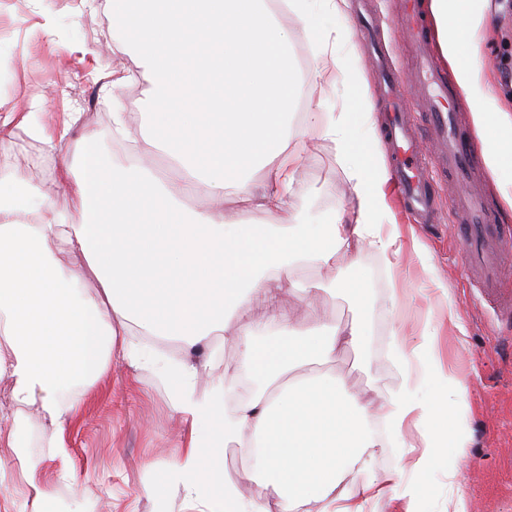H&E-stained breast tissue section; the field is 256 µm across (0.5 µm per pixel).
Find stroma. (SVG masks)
Listing matches in <instances>:
<instances>
[{"instance_id": "stroma-1", "label": "stroma", "mask_w": 512, "mask_h": 512, "mask_svg": "<svg viewBox=\"0 0 512 512\" xmlns=\"http://www.w3.org/2000/svg\"><path fill=\"white\" fill-rule=\"evenodd\" d=\"M0 36L17 40L22 47L13 59L0 62L1 103L44 100L31 121L51 129L61 126L65 113L81 115L53 151L30 132L19 131L11 143L0 147V177L20 180L37 194L50 196L57 208H69L73 201L58 188L57 178L75 142L94 133L106 163L122 162V154L109 147L110 113L120 107L129 124L140 127L150 82L136 56L129 54L120 61L128 77L124 87L114 96L102 92L103 83L112 78V41L119 36L112 28L109 0H28L22 7L16 0H0ZM483 54L488 83L511 107L512 88L501 86L500 69L512 66V35L504 36L497 17L489 19ZM324 118L321 110L310 118L308 138L313 149L304 156L294 184L312 219L352 204L336 156L319 137ZM138 147L141 159L163 175L169 193L190 200L191 186L184 173L149 134L139 135ZM397 220L428 246L432 265L450 288L453 306L439 301L414 254H404L400 273L391 283L376 254L366 251L356 259L342 252L336 256L343 273L369 276L371 290L362 301L326 296L307 307L285 294L279 308L302 336L321 324L342 326L360 315L374 321L369 348H339L333 362L337 375L358 390L396 382V370L378 356L392 328L404 326L416 337L425 314L441 317L440 349L446 365L468 384L471 408L467 454L456 465L449 491L464 493L468 512H512V327L490 328L488 312L473 302L475 278L454 242L453 228L415 224L402 212ZM452 310L458 316L454 325L446 320ZM269 313L266 302L254 299L229 319L223 356L201 364L199 391H208L237 372L242 352L234 335L244 325L264 321ZM28 425L34 447L18 453L0 447V463L11 475L0 484V499L12 494L23 469L35 463L56 491L61 512H82L73 493L77 487L99 498L98 512H182V500L174 490L156 498L145 496L141 488L160 478L173 461L184 424L151 380L121 359H113L109 374L90 389L81 412L64 430V455L47 446L52 427L34 414L29 415Z\"/></svg>"}]
</instances>
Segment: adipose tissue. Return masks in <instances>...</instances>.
I'll return each mask as SVG.
<instances>
[{
    "label": "adipose tissue",
    "mask_w": 512,
    "mask_h": 512,
    "mask_svg": "<svg viewBox=\"0 0 512 512\" xmlns=\"http://www.w3.org/2000/svg\"><path fill=\"white\" fill-rule=\"evenodd\" d=\"M347 8L348 0H112L121 32L112 51L136 55L149 76L148 129L192 180L194 204L181 206L138 157L107 166L91 138L63 166L69 210L0 179V378L13 402L61 432L113 357L149 374L186 425L166 470L185 512H265L224 482L231 443L249 460L247 480L276 492L279 512H365L384 497L394 512H467L464 499L449 501L442 466L458 462L468 441V387L444 368L431 322L418 343L391 332L384 356L399 382L364 398L331 361L338 345L370 343L371 320L298 338L275 310L280 282L309 306L322 293L362 298L366 278L338 273V252L372 250L390 274L406 251H424L392 224L390 173ZM426 18L512 207V112L485 80L480 0H428ZM338 82L348 97L321 138L356 205L310 221L295 173L308 113L326 106ZM230 197L236 207H226ZM241 203L265 222L246 223ZM60 248L75 255L73 266ZM256 295L274 310L241 331L249 386L230 410L235 380L198 392L199 360L220 358L228 317ZM154 336L176 341L178 356L151 344ZM310 363L315 371L302 373ZM15 492L0 512H15L21 498L33 512H58L37 470H24Z\"/></svg>",
    "instance_id": "1"
}]
</instances>
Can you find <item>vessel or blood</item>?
<instances>
[{
  "label": "vessel or blood",
  "mask_w": 512,
  "mask_h": 512,
  "mask_svg": "<svg viewBox=\"0 0 512 512\" xmlns=\"http://www.w3.org/2000/svg\"><path fill=\"white\" fill-rule=\"evenodd\" d=\"M394 45L416 49L417 71L397 72L389 57L374 59L385 105V134L403 207L416 219L437 220L433 168H440L449 183L462 187L454 198L455 242L468 270L478 274L480 292L492 307L512 310V292L501 289L507 239L497 224L485 191L478 185L484 170L475 140L465 132L467 107L460 100L452 71L437 63L429 46L419 0H402L395 24ZM414 92L428 109L424 131H417L405 96Z\"/></svg>",
  "instance_id": "1"
}]
</instances>
